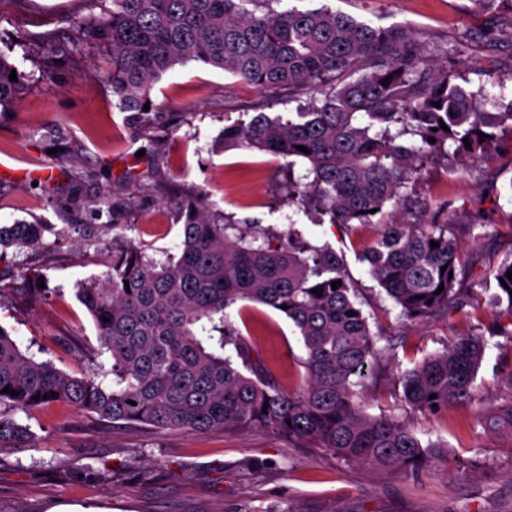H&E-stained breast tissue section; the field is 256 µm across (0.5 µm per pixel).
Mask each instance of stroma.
I'll use <instances>...</instances> for the list:
<instances>
[{
	"label": "stroma",
	"mask_w": 512,
	"mask_h": 512,
	"mask_svg": "<svg viewBox=\"0 0 512 512\" xmlns=\"http://www.w3.org/2000/svg\"><path fill=\"white\" fill-rule=\"evenodd\" d=\"M323 6L374 27H408L427 64L450 78L482 82L492 95L512 87V43L482 39L494 19L473 0L298 3ZM89 12L87 0H0V49L26 76L16 106L0 112V162L13 169L0 176V224L46 227L41 245L0 253V327L27 356L69 374L97 368L99 343L77 283L103 276L116 246L133 244L158 260L176 252L182 207L203 195L236 219L282 236L293 224L336 249L378 338L366 410L402 417L434 446L419 467L383 470L263 428L159 431L53 403L25 418L35 444L0 446V512H512V437L477 422L512 393V336L488 337L476 402L432 416L402 412L397 401L400 372L489 319L496 286L481 276L512 253V132H502L490 161L438 160L416 183L419 195L450 202L461 226L462 285L477 299L427 323L407 321L360 260L375 226L312 223L286 189L302 167L222 147L226 125L261 111L298 112L308 90L261 89L190 61L154 84L155 109L133 128L112 102L106 49L85 42L75 24ZM21 33L28 47L12 46ZM50 37L82 50L48 56L41 45ZM477 215L483 224L474 229ZM38 274L48 293L29 292ZM229 314L283 385L304 384L303 344L284 316L251 302Z\"/></svg>",
	"instance_id": "obj_1"
}]
</instances>
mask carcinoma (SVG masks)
Segmentation results:
<instances>
[{
	"label": "carcinoma",
	"mask_w": 512,
	"mask_h": 512,
	"mask_svg": "<svg viewBox=\"0 0 512 512\" xmlns=\"http://www.w3.org/2000/svg\"><path fill=\"white\" fill-rule=\"evenodd\" d=\"M107 1L111 7L89 13L80 26L88 42L109 48L112 96L132 122L147 123L144 105L152 103L154 82L190 60L262 89L322 95V104L312 98L295 120L260 112L225 126L224 150L280 156L290 170L302 160L312 180L289 176L291 199L321 224L327 217L331 224L376 225L362 261L400 316L427 321L456 302L454 214L404 189L438 153L491 159L497 130L512 129V92L490 97L482 85L473 90L436 76L407 27L375 28L328 8L299 10L284 0H89L93 8ZM474 2L512 42V0ZM14 68L0 51V112L12 109L25 89L22 75L9 79ZM185 211L177 253L159 261L138 246L120 247L104 280L77 284L100 353L112 361V382L28 357L0 327V407L7 408L0 411V445L36 438L13 414L62 402L112 424L189 432L260 427L312 441L345 461L389 469L422 463L432 442L395 415L364 410L362 388L379 354L377 339L336 250L295 228L284 239L212 212L200 198ZM43 233L41 224L0 225V247H36ZM432 240L439 247L431 248ZM508 272L512 255L486 272L498 288L487 326L492 336L512 335V281L500 282ZM336 280L342 284L331 287ZM239 301L268 306L298 330L306 371L300 389L285 388L253 360L225 313ZM485 349L484 334L460 336L402 372L403 406L436 414L476 401ZM6 387L18 394L4 393ZM478 424L512 433V397L480 414Z\"/></svg>",
	"instance_id": "obj_1"
}]
</instances>
